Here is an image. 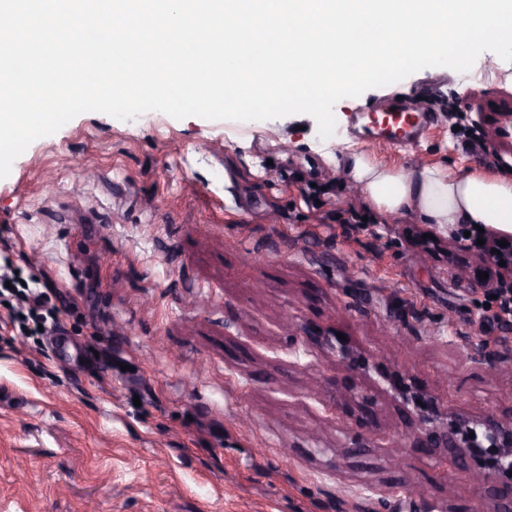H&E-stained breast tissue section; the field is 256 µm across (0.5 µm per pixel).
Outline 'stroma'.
<instances>
[{"instance_id": "obj_1", "label": "stroma", "mask_w": 512, "mask_h": 512, "mask_svg": "<svg viewBox=\"0 0 512 512\" xmlns=\"http://www.w3.org/2000/svg\"><path fill=\"white\" fill-rule=\"evenodd\" d=\"M425 90L438 120L414 152L368 135ZM510 93L512 62L489 52L337 103L326 139L308 114L151 111L86 112L31 143L0 179V268L63 328L22 335L0 295V512H474L466 474L412 447L415 410L378 373L510 421L512 361L491 377L466 354L512 350V315L413 246L419 222L369 213L330 158L511 164L474 110ZM344 345L368 366L349 380Z\"/></svg>"}]
</instances>
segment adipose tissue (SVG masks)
<instances>
[{
	"label": "adipose tissue",
	"mask_w": 512,
	"mask_h": 512,
	"mask_svg": "<svg viewBox=\"0 0 512 512\" xmlns=\"http://www.w3.org/2000/svg\"><path fill=\"white\" fill-rule=\"evenodd\" d=\"M336 166L378 216L411 217L446 234L474 224L512 233L510 168L457 173L440 165L389 166L366 152L341 154Z\"/></svg>",
	"instance_id": "adipose-tissue-1"
}]
</instances>
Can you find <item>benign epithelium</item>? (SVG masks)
<instances>
[{"instance_id":"obj_1","label":"benign epithelium","mask_w":512,"mask_h":512,"mask_svg":"<svg viewBox=\"0 0 512 512\" xmlns=\"http://www.w3.org/2000/svg\"><path fill=\"white\" fill-rule=\"evenodd\" d=\"M478 124L486 126L495 145L512 146V98L509 96L488 104H478ZM479 237L483 245L466 244L456 238L448 242V253L459 260L457 268L468 271L469 260L488 273L489 278L478 277L470 281L475 288L493 293L512 291V233L484 231ZM506 241L508 245L499 246ZM506 262L500 266L499 261ZM466 359L486 366L487 374L497 373L499 364L486 355L484 348L471 346ZM412 403L418 411V433L413 436L414 447L434 448L452 453L460 460H473L478 466L468 471L470 481L484 491L479 507L481 512H512V422L503 423L493 415L482 417L446 411L441 412L429 397H414ZM474 437H469V433Z\"/></svg>"}]
</instances>
